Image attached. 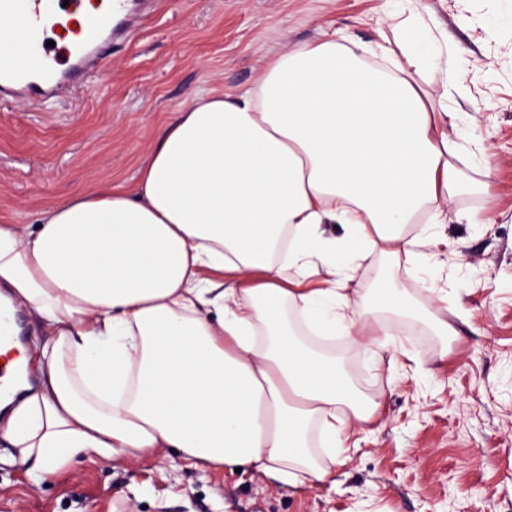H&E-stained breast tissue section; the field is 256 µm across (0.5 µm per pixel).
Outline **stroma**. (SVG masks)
Here are the masks:
<instances>
[{
	"label": "stroma",
	"mask_w": 512,
	"mask_h": 512,
	"mask_svg": "<svg viewBox=\"0 0 512 512\" xmlns=\"http://www.w3.org/2000/svg\"><path fill=\"white\" fill-rule=\"evenodd\" d=\"M415 6L467 62L452 85L427 77L432 97L463 115L449 132L461 178L435 229L449 244L427 250L447 300L418 266L393 262V277L452 332L398 320L394 349L377 359L346 336L308 338L379 404L337 453L336 485L285 488L167 448L81 459L35 485L0 438V512H512V28L486 33L505 0ZM398 21L396 0H164L85 84L44 103L0 96V221L31 224L91 185L133 184L150 136L196 96L243 92L330 29L372 45Z\"/></svg>",
	"instance_id": "obj_1"
}]
</instances>
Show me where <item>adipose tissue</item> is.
<instances>
[{
    "label": "adipose tissue",
    "instance_id": "ef3b65f1",
    "mask_svg": "<svg viewBox=\"0 0 512 512\" xmlns=\"http://www.w3.org/2000/svg\"><path fill=\"white\" fill-rule=\"evenodd\" d=\"M343 30L272 61L244 93L197 96L134 186L97 184L0 224V288L54 333L0 428L33 483L82 456L170 448L193 465L249 467L288 487L332 481L313 442L343 447L377 402L299 341L371 334L355 272L413 259L444 223L460 171L458 113L417 80L454 78L407 25L382 64ZM337 224L342 237L325 236Z\"/></svg>",
    "mask_w": 512,
    "mask_h": 512
}]
</instances>
